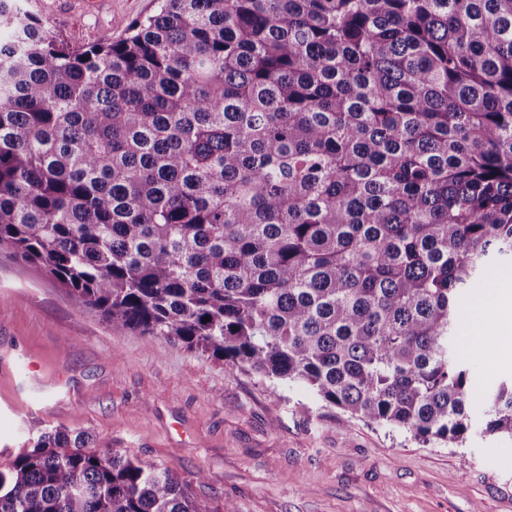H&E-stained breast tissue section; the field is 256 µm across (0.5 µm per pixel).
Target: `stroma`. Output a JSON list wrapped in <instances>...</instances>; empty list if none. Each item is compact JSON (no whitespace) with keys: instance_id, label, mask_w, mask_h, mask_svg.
Here are the masks:
<instances>
[{"instance_id":"35a3bbf8","label":"stroma","mask_w":512,"mask_h":512,"mask_svg":"<svg viewBox=\"0 0 512 512\" xmlns=\"http://www.w3.org/2000/svg\"><path fill=\"white\" fill-rule=\"evenodd\" d=\"M73 48L100 28L125 37L157 0H25ZM463 305L456 341L479 386L512 379L499 336ZM66 426L169 468L196 499L229 512H512V439L459 447L325 406L298 384L260 380L179 342L147 343L77 305L35 264L0 249V463Z\"/></svg>"}]
</instances>
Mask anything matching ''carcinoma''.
<instances>
[{
	"label": "carcinoma",
	"instance_id": "obj_1",
	"mask_svg": "<svg viewBox=\"0 0 512 512\" xmlns=\"http://www.w3.org/2000/svg\"><path fill=\"white\" fill-rule=\"evenodd\" d=\"M2 25L0 249L115 331L423 444L512 438V382L455 350L512 260V0H160L80 49L19 0ZM0 512L229 510L56 427Z\"/></svg>",
	"mask_w": 512,
	"mask_h": 512
}]
</instances>
